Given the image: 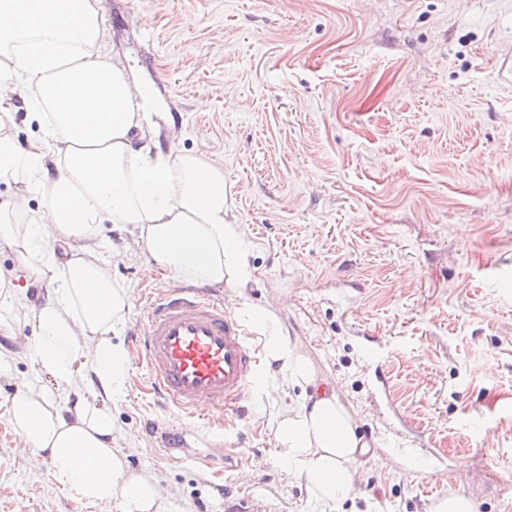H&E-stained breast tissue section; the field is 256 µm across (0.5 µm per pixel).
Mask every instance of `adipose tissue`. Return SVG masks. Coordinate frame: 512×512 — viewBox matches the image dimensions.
<instances>
[{
    "label": "adipose tissue",
    "mask_w": 512,
    "mask_h": 512,
    "mask_svg": "<svg viewBox=\"0 0 512 512\" xmlns=\"http://www.w3.org/2000/svg\"><path fill=\"white\" fill-rule=\"evenodd\" d=\"M107 35L101 0H0V176L21 185L0 203V245L18 259L0 275V333L31 327L39 374L6 416L19 455L48 456L54 484L76 500L97 512H164V488L132 470L116 444L112 399L129 355L112 336L130 301L97 240L106 225L130 226L124 257L146 249L170 287L186 279L242 288L251 272L241 228L226 220L223 168L149 136L144 100L123 60L106 52ZM19 108L41 131L24 145L9 130ZM19 214L27 223H15ZM24 285L45 287V297L20 300ZM261 330L267 362L302 393L272 429L280 460L317 499L349 496L363 448L355 413L270 317Z\"/></svg>",
    "instance_id": "adipose-tissue-1"
}]
</instances>
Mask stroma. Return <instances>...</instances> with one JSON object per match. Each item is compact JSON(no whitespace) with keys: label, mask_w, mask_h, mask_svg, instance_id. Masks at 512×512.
Instances as JSON below:
<instances>
[{"label":"stroma","mask_w":512,"mask_h":512,"mask_svg":"<svg viewBox=\"0 0 512 512\" xmlns=\"http://www.w3.org/2000/svg\"><path fill=\"white\" fill-rule=\"evenodd\" d=\"M110 36L177 144L224 169L246 287L336 382L368 446L350 497L323 504L270 442L275 368L201 463L215 433L160 405L138 357L112 404L130 468L168 490L166 512H433L460 494L512 512V0H102ZM101 240L130 313L158 294L148 255ZM34 361L0 334V512H95L20 457L6 401ZM196 457L187 458L183 449ZM385 465H378V458Z\"/></svg>","instance_id":"1"}]
</instances>
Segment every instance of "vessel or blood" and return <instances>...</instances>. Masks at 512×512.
Listing matches in <instances>:
<instances>
[{
    "label": "vessel or blood",
    "instance_id": "b4317fda",
    "mask_svg": "<svg viewBox=\"0 0 512 512\" xmlns=\"http://www.w3.org/2000/svg\"><path fill=\"white\" fill-rule=\"evenodd\" d=\"M252 321L198 288L148 299L132 338L152 391L192 418L245 417L264 379Z\"/></svg>",
    "mask_w": 512,
    "mask_h": 512
}]
</instances>
